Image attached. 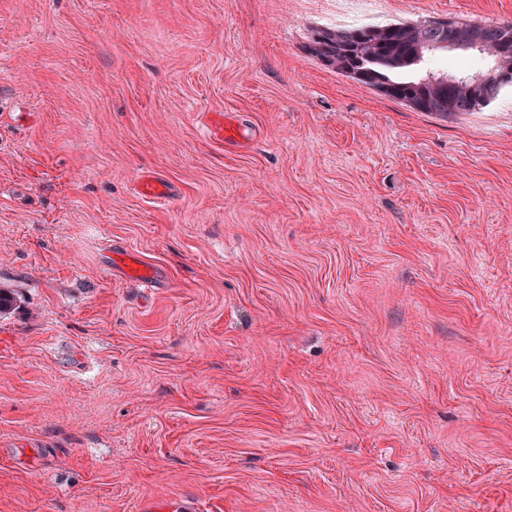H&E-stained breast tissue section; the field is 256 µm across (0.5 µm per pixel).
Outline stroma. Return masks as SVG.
Wrapping results in <instances>:
<instances>
[{
    "mask_svg": "<svg viewBox=\"0 0 512 512\" xmlns=\"http://www.w3.org/2000/svg\"><path fill=\"white\" fill-rule=\"evenodd\" d=\"M338 8L0 0V512H512V88L416 111L308 54ZM433 17L512 0L362 21ZM212 115L208 130L216 139L230 146H237L246 139L245 129L234 120L224 121V113L221 112ZM108 254L107 261L104 265L107 272L112 275V272L119 270L121 274L135 283L143 284L151 287L158 279V273L155 267L141 263L138 259L129 255L125 250L113 249L112 244L105 247Z\"/></svg>",
    "mask_w": 512,
    "mask_h": 512,
    "instance_id": "stroma-1",
    "label": "stroma"
}]
</instances>
